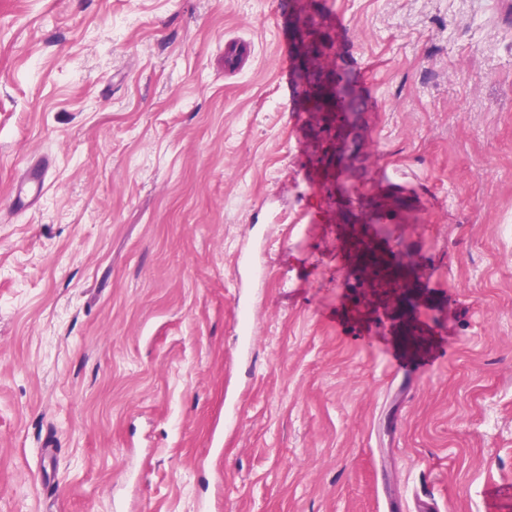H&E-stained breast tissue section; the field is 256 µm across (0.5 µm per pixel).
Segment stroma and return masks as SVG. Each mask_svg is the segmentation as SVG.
Returning <instances> with one entry per match:
<instances>
[{"mask_svg":"<svg viewBox=\"0 0 512 512\" xmlns=\"http://www.w3.org/2000/svg\"><path fill=\"white\" fill-rule=\"evenodd\" d=\"M302 4L377 148L343 188L291 2L0 0V512H512V0ZM375 194L395 299L342 222ZM277 47L279 51V84L281 85V87H284L287 90H291V56L288 39L286 38V35L283 31L280 32ZM251 53V47L247 42L227 41L224 46V69L226 71H235L239 68L241 62L248 59ZM50 171V161L44 157L29 160L22 177L14 183L10 199L16 211L33 209L40 200Z\"/></svg>","mask_w":512,"mask_h":512,"instance_id":"1","label":"stroma"}]
</instances>
